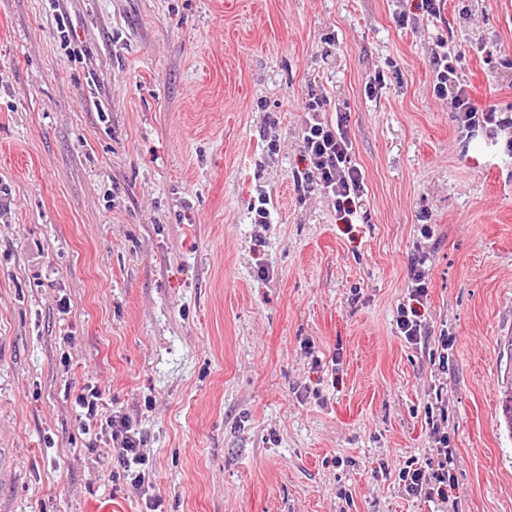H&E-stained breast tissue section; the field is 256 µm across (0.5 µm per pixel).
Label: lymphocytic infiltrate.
Returning <instances> with one entry per match:
<instances>
[{
	"label": "lymphocytic infiltrate",
	"instance_id": "1",
	"mask_svg": "<svg viewBox=\"0 0 512 512\" xmlns=\"http://www.w3.org/2000/svg\"><path fill=\"white\" fill-rule=\"evenodd\" d=\"M430 65L434 80L433 90L438 98L450 100L459 128L466 133L484 131L487 135L512 128V114H504L495 105L476 108L465 84L461 83L455 66L448 58L447 51L435 48L431 53ZM329 101L327 98L309 95L302 103L308 117L302 130V149L308 162L303 189L306 192H320L334 201L344 221H351L364 195V177L351 163V141L348 137L344 114H337L335 120L325 119ZM425 258H416L413 263L411 283L408 287V303L397 308L396 325L401 336L412 345L424 344L430 331L422 321L419 303L428 295L423 267ZM83 416L89 421H102L111 430L113 442L120 451L118 464L127 472L131 484L141 487L146 481V461L139 452L140 433L127 418L108 413L104 409L99 390L91 388L77 397ZM437 465L409 463L400 469L398 477L405 492L420 498H431L435 488L448 481V464L451 452L448 436L438 433L434 436Z\"/></svg>",
	"mask_w": 512,
	"mask_h": 512
}]
</instances>
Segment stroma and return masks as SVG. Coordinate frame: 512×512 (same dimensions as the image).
<instances>
[{
    "label": "stroma",
    "instance_id": "35a3bbf8",
    "mask_svg": "<svg viewBox=\"0 0 512 512\" xmlns=\"http://www.w3.org/2000/svg\"><path fill=\"white\" fill-rule=\"evenodd\" d=\"M439 44L512 106V0H0V512H512V156L434 95ZM312 88L347 115L353 224L300 188ZM437 430L451 481L410 496ZM426 263V257H417L413 263L411 283L408 286L409 302L400 304L397 308L396 325L401 336L412 345L424 344L430 335L429 328L422 321L416 304H421L428 295V285L425 281L424 271L421 269ZM415 304V305H414ZM87 393L78 395L76 402L82 409V415L89 421H100L111 429L113 445L119 443L118 464L127 472L131 485L139 488L146 482V460L139 453L140 433L125 417L104 411L101 392L96 388L83 389Z\"/></svg>",
    "mask_w": 512,
    "mask_h": 512
}]
</instances>
